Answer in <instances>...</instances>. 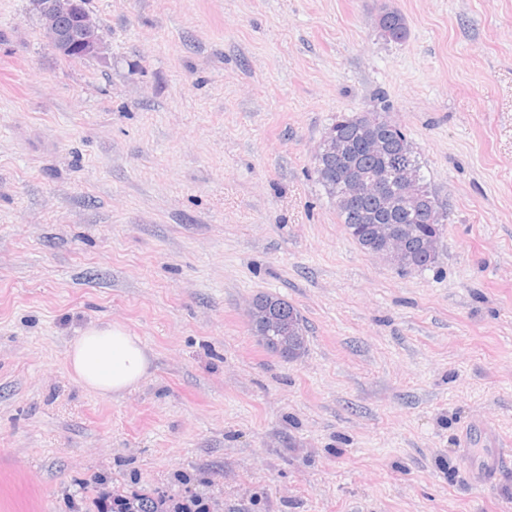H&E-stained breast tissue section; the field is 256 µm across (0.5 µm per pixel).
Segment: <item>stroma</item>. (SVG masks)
Wrapping results in <instances>:
<instances>
[{
  "label": "stroma",
  "mask_w": 512,
  "mask_h": 512,
  "mask_svg": "<svg viewBox=\"0 0 512 512\" xmlns=\"http://www.w3.org/2000/svg\"><path fill=\"white\" fill-rule=\"evenodd\" d=\"M87 8L105 50L74 60L0 0V512H512V466L475 468L512 449V0ZM364 112L447 216L430 269L361 249L318 181ZM261 293L305 319L300 359L252 334ZM93 321L151 352L123 396L69 375ZM382 35L391 41L401 42L408 36V27L405 17L397 10L388 13L382 22ZM110 497V505L102 502L99 497L95 501V512H210L207 507L198 509L197 504L200 499H175L160 496L158 493H136L123 495L113 493Z\"/></svg>",
  "instance_id": "stroma-1"
}]
</instances>
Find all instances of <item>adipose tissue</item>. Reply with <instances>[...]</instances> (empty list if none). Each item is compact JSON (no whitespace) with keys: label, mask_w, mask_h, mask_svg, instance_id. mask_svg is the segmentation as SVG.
Masks as SVG:
<instances>
[{"label":"adipose tissue","mask_w":512,"mask_h":512,"mask_svg":"<svg viewBox=\"0 0 512 512\" xmlns=\"http://www.w3.org/2000/svg\"><path fill=\"white\" fill-rule=\"evenodd\" d=\"M67 362L78 385L107 397L138 385L148 375L152 357L142 339L125 326L97 321L79 330L68 347Z\"/></svg>","instance_id":"adipose-tissue-1"}]
</instances>
